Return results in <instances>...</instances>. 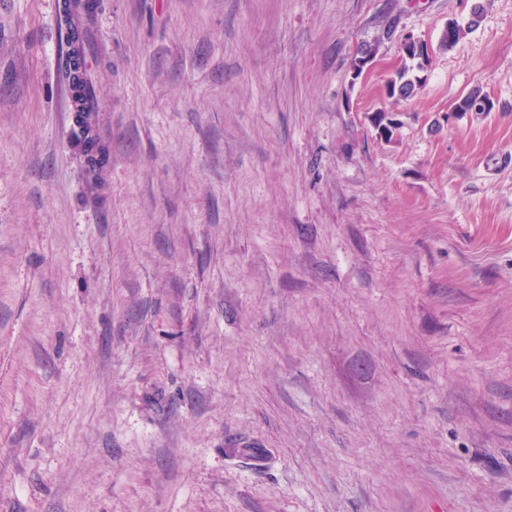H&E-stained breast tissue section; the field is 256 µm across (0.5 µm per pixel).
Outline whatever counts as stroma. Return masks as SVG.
Here are the masks:
<instances>
[{
    "instance_id": "obj_1",
    "label": "stroma",
    "mask_w": 512,
    "mask_h": 512,
    "mask_svg": "<svg viewBox=\"0 0 512 512\" xmlns=\"http://www.w3.org/2000/svg\"><path fill=\"white\" fill-rule=\"evenodd\" d=\"M57 2L0 0V512H512V0H103L95 175ZM401 52H403V64L387 83V94L395 102L408 100L415 95L416 90L422 84L421 77L417 72L424 69V65L429 59V55L424 58L420 57L408 47Z\"/></svg>"
}]
</instances>
